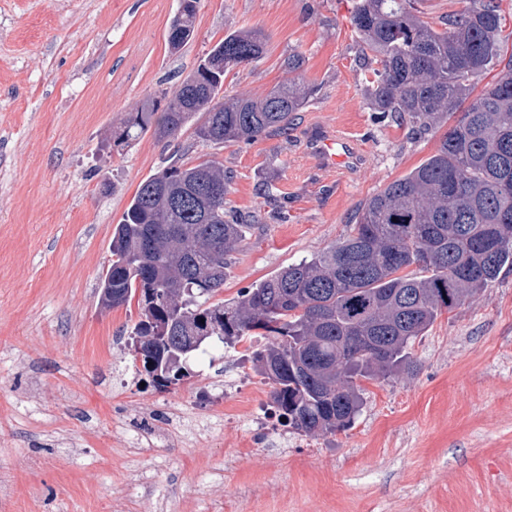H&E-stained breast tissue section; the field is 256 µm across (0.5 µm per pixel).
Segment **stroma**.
I'll return each instance as SVG.
<instances>
[{"mask_svg": "<svg viewBox=\"0 0 512 512\" xmlns=\"http://www.w3.org/2000/svg\"><path fill=\"white\" fill-rule=\"evenodd\" d=\"M352 7L200 0L174 55L178 0H0V512H512V269L414 341L412 373L362 381L349 429L259 445L245 411L270 384L198 399L216 372L251 373L238 350L204 346L187 381L141 386L127 348L139 310L99 302L114 226L171 161L223 165L226 209L256 218L229 259L230 300L348 236L367 198L436 152L445 127L372 109ZM241 28L262 30L266 53L224 91L312 88L288 134L213 145L188 125L113 147L128 112ZM319 131L352 139L358 167L321 166ZM140 433L151 447L132 448ZM195 4L182 8L184 0H180L178 14L172 21L167 33V45L172 54L179 52L192 38L199 0H189Z\"/></svg>", "mask_w": 512, "mask_h": 512, "instance_id": "obj_1", "label": "stroma"}]
</instances>
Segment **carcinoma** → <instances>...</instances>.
Returning <instances> with one entry per match:
<instances>
[{
    "label": "carcinoma",
    "mask_w": 512,
    "mask_h": 512,
    "mask_svg": "<svg viewBox=\"0 0 512 512\" xmlns=\"http://www.w3.org/2000/svg\"><path fill=\"white\" fill-rule=\"evenodd\" d=\"M199 0L179 8L171 53L192 38ZM420 0H356L351 25L377 64L367 85L377 112L417 131L454 119L431 157L366 200L354 233L288 265L237 297L216 299L228 257L251 225L224 208L228 177L206 160L171 163L144 180L112 234L103 304L137 302L133 353L152 336L180 360L188 336L247 347L271 386L282 425L307 436L348 428L363 404L360 381L408 372L412 342L445 312L512 267V57L503 59L500 0H468L438 29ZM257 30L224 36L171 93L147 98L112 133L127 147L153 129L175 136L196 115L201 142H248L286 132L313 89L287 80L261 98L221 100L224 74L259 62ZM495 80L471 95L490 71Z\"/></svg>",
    "instance_id": "cac0c4a2"
}]
</instances>
